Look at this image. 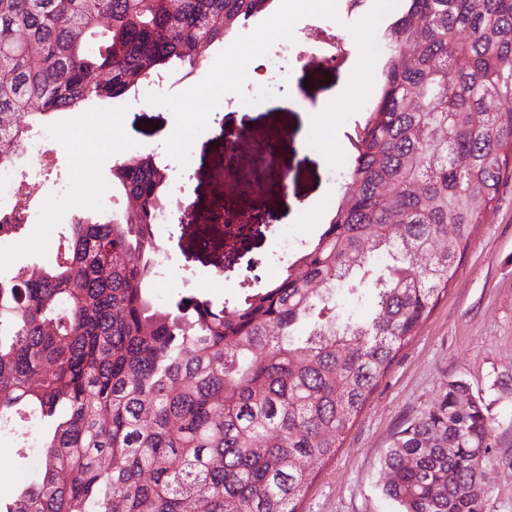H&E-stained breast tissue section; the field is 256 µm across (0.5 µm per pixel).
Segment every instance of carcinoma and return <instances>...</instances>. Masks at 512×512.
Instances as JSON below:
<instances>
[{
    "label": "carcinoma",
    "instance_id": "1",
    "mask_svg": "<svg viewBox=\"0 0 512 512\" xmlns=\"http://www.w3.org/2000/svg\"><path fill=\"white\" fill-rule=\"evenodd\" d=\"M272 2L0 0V165L59 112L188 77ZM382 39L336 211L267 287L159 308L168 166L150 154L110 169L135 211L77 210L54 259L0 274V437L41 452L0 512H297L512 179V0H402ZM365 300L360 319L347 304ZM494 424L448 381L396 432L382 493L399 512H482L458 486L489 479Z\"/></svg>",
    "mask_w": 512,
    "mask_h": 512
}]
</instances>
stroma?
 Wrapping results in <instances>:
<instances>
[{"label": "stroma", "mask_w": 512, "mask_h": 512, "mask_svg": "<svg viewBox=\"0 0 512 512\" xmlns=\"http://www.w3.org/2000/svg\"><path fill=\"white\" fill-rule=\"evenodd\" d=\"M379 6L380 0H366L352 16L336 12L323 20L350 52L370 49L378 69L384 58L380 35L387 24ZM279 32L271 12L259 14L227 42L208 49L190 81H209L231 71L247 75L253 52ZM263 63L277 72L278 80L247 110L239 104L248 92L246 84L199 112L189 99L190 81L174 76L148 100L130 96L94 105L91 113L100 130L98 167L81 168L86 146L78 140L58 154L46 181L40 225L0 244V272L49 260L43 225L69 223L77 206L91 203L107 186L116 160L154 153L170 165L169 205L195 204L203 217L201 225L183 229L174 223L156 225L158 244L171 258L166 277L151 285L157 302L166 305L191 292L220 302L237 294L243 280L260 288L279 278L285 268L283 238L298 247L311 241L321 230L320 219L335 206L343 190L340 172L352 159L349 136L355 123L364 120L377 88L352 84L346 61L321 68L271 55ZM340 94L345 97L341 105L336 102ZM318 106L325 109L323 120L309 125V111ZM182 122L195 128L193 137H180ZM228 131L252 145L268 138L280 143L276 168L256 172L251 184L240 183L224 165ZM283 173L289 182L285 191L278 185ZM222 196L264 218L231 251L225 250L218 225L205 219L212 202ZM199 235L210 242L206 250L195 245ZM451 379L468 382L496 420L494 466L483 512H512V181L480 226L447 297L399 353L334 458L313 465L300 512H397L381 492L380 459L394 433L436 404ZM36 475L8 441H0L1 493L19 489Z\"/></svg>", "instance_id": "1"}]
</instances>
